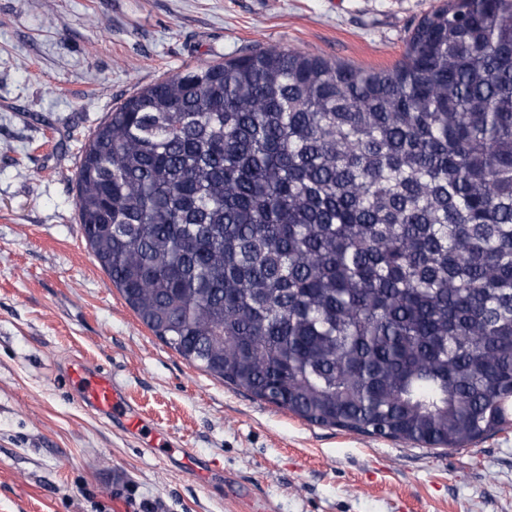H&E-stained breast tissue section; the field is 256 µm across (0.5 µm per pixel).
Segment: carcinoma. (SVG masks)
Here are the masks:
<instances>
[{"label":"carcinoma","mask_w":512,"mask_h":512,"mask_svg":"<svg viewBox=\"0 0 512 512\" xmlns=\"http://www.w3.org/2000/svg\"><path fill=\"white\" fill-rule=\"evenodd\" d=\"M76 187L112 286L210 375L430 448L508 424L512 0H443L388 67H187L95 128Z\"/></svg>","instance_id":"carcinoma-1"}]
</instances>
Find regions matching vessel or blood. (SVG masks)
Segmentation results:
<instances>
[{
  "mask_svg": "<svg viewBox=\"0 0 512 512\" xmlns=\"http://www.w3.org/2000/svg\"><path fill=\"white\" fill-rule=\"evenodd\" d=\"M67 380L78 392L85 408L121 422L125 430L137 436L146 447L167 457L173 455V444L167 434L131 405L123 388L110 375L90 370L85 363L76 360L68 368Z\"/></svg>",
  "mask_w": 512,
  "mask_h": 512,
  "instance_id": "vessel-or-blood-1",
  "label": "vessel or blood"
}]
</instances>
